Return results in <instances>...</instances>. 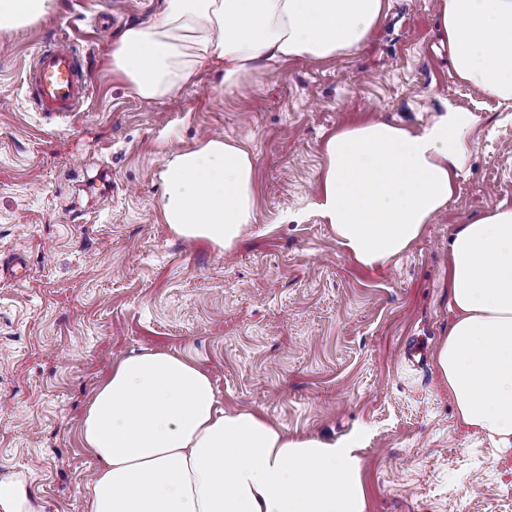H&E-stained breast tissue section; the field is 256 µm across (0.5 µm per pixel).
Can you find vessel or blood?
Segmentation results:
<instances>
[{"instance_id":"vessel-or-blood-1","label":"vessel or blood","mask_w":512,"mask_h":512,"mask_svg":"<svg viewBox=\"0 0 512 512\" xmlns=\"http://www.w3.org/2000/svg\"><path fill=\"white\" fill-rule=\"evenodd\" d=\"M25 83L31 103L50 116L67 117L79 111L89 90L84 60L65 41L50 43L37 52L26 70Z\"/></svg>"}]
</instances>
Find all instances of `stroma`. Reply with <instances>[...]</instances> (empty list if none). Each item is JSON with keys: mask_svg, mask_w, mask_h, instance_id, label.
<instances>
[{"mask_svg": "<svg viewBox=\"0 0 512 512\" xmlns=\"http://www.w3.org/2000/svg\"><path fill=\"white\" fill-rule=\"evenodd\" d=\"M162 0H60L0 35V478L43 512H87L98 460L80 425L112 364L142 349L192 358L228 409L291 435L361 440L369 512H512V450L461 426L433 363L453 313L451 235L512 204V103L450 74L437 0H388L361 52L292 61L215 98L213 75L163 101L112 74L114 37ZM87 59L79 112L48 118L24 72L52 40ZM472 112L474 150L446 208L388 266L357 265L311 203L339 127L419 128ZM213 135L256 157V219L231 254L176 239L161 218L162 157Z\"/></svg>", "mask_w": 512, "mask_h": 512, "instance_id": "stroma-1", "label": "stroma"}]
</instances>
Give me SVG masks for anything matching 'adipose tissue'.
Returning <instances> with one entry per match:
<instances>
[{"label":"adipose tissue","mask_w":512,"mask_h":512,"mask_svg":"<svg viewBox=\"0 0 512 512\" xmlns=\"http://www.w3.org/2000/svg\"><path fill=\"white\" fill-rule=\"evenodd\" d=\"M59 0H0V32L55 14ZM385 0H165L112 44V73L136 96H174L206 66L231 93L291 60L360 51ZM455 75L512 101V0H439ZM473 113L446 107L410 129L384 121L328 137L315 207L358 264L405 252L447 205L472 143ZM161 214L171 234L232 252L255 221L256 160L211 138L164 160ZM448 282L454 321L434 353L459 422L512 449V205L459 225ZM99 461L88 512H369L359 443L291 437L250 409H224L208 372L167 351L112 366L81 425ZM0 512H42L24 475L0 480Z\"/></svg>","instance_id":"ef3b65f1"}]
</instances>
